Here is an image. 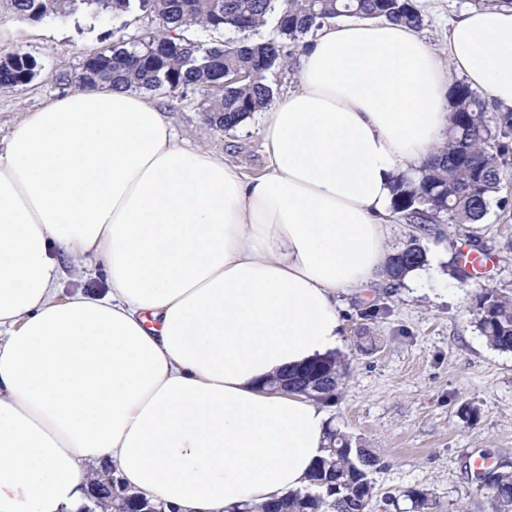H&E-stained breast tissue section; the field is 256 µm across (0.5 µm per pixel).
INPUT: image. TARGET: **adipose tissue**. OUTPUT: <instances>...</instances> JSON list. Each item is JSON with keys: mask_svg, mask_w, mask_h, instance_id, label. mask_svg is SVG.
Instances as JSON below:
<instances>
[{"mask_svg": "<svg viewBox=\"0 0 512 512\" xmlns=\"http://www.w3.org/2000/svg\"><path fill=\"white\" fill-rule=\"evenodd\" d=\"M421 34L343 18L265 110L267 172L177 141L142 93L54 99L0 148V512H85L111 466L170 512L305 490L316 400L265 381L342 342V296L384 280L392 185L448 126V76L512 109V8ZM111 290L59 298L63 261Z\"/></svg>", "mask_w": 512, "mask_h": 512, "instance_id": "1", "label": "adipose tissue"}]
</instances>
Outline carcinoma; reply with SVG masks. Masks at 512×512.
Returning a JSON list of instances; mask_svg holds the SVG:
<instances>
[{
	"label": "carcinoma",
	"mask_w": 512,
	"mask_h": 512,
	"mask_svg": "<svg viewBox=\"0 0 512 512\" xmlns=\"http://www.w3.org/2000/svg\"><path fill=\"white\" fill-rule=\"evenodd\" d=\"M15 18L26 22L64 21L82 11L91 20L121 22L127 17L159 13L163 24L134 41H119L102 51L83 78V87L110 83L146 93L175 98L188 89L204 93V124L215 132L238 127L273 100L267 73L299 52L307 35L340 17H384L421 27L423 15L413 0H0ZM270 24L271 35H251ZM238 70L247 80L224 87L221 95L211 86L224 71ZM35 67H0V86L30 82ZM451 117L445 141L424 165L417 182L396 181L392 208L408 224L424 233L433 224H456L466 233L471 250H484L482 223L501 188L503 169L512 160V111L489 107L466 82L450 85ZM428 264V252L413 236L392 251L385 268L389 287L399 285L409 270ZM476 326L492 348L512 352V297L484 289L472 301ZM333 371L330 385L314 395L327 400L335 395L345 375V360L331 354L304 367L297 378L305 383L322 371ZM328 447L309 475L311 488L291 492L265 505L262 512H369L374 497L371 472L377 458L369 449L352 446L347 434L331 427ZM492 512H512V463L504 462L486 483ZM113 494L114 478L108 466L95 472L90 490ZM413 512H433L426 489L408 491ZM117 512H147L158 508L143 497L119 494Z\"/></svg>",
	"instance_id": "carcinoma-1"
}]
</instances>
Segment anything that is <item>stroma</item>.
<instances>
[{
    "instance_id": "35a3bbf8",
    "label": "stroma",
    "mask_w": 512,
    "mask_h": 512,
    "mask_svg": "<svg viewBox=\"0 0 512 512\" xmlns=\"http://www.w3.org/2000/svg\"><path fill=\"white\" fill-rule=\"evenodd\" d=\"M470 0H436L421 29L433 52L445 58L448 25L470 10ZM112 24L83 15L66 21L27 23L0 12V59L28 54L37 63L27 84L0 86V142L13 127L63 92L54 75L74 70L84 55L111 45ZM201 93L155 97L179 140L223 156L241 177L266 172L264 115L257 112L234 130L210 133L203 124ZM500 202L491 203L482 241L492 259L481 278H456L450 262L466 250L464 231L434 225L423 244L429 255L424 275L399 287L359 289L343 299L342 355L347 374L335 399L326 401L329 421L378 458L372 473L373 512H385V496L427 489L435 512H491L474 479L475 462H512V352L491 348L480 335L470 306L484 289L512 295V163L503 173ZM372 304L384 315L363 317ZM373 348L359 350L361 337ZM477 418L466 419V408Z\"/></svg>"
}]
</instances>
